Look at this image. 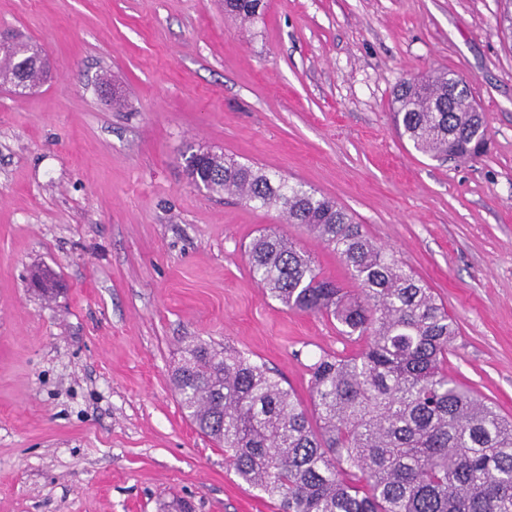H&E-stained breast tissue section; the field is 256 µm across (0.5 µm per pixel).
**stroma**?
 I'll return each instance as SVG.
<instances>
[{
  "label": "stroma",
  "mask_w": 512,
  "mask_h": 512,
  "mask_svg": "<svg viewBox=\"0 0 512 512\" xmlns=\"http://www.w3.org/2000/svg\"><path fill=\"white\" fill-rule=\"evenodd\" d=\"M500 0H0L47 81L0 85V512H279L183 412L170 375L194 337L309 400L346 354L335 323L285 310L247 256L275 231L320 273L335 253L278 212L199 191L216 151L332 197L433 289L460 334L448 371L512 416V41ZM448 70L486 152L439 161L398 134L394 91ZM126 100L112 107L113 95ZM56 294L34 289L35 272ZM263 0H224V13L241 23L253 22L264 14Z\"/></svg>",
  "instance_id": "obj_1"
}]
</instances>
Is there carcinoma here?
Here are the masks:
<instances>
[{"label": "carcinoma", "instance_id": "cac0c4a2", "mask_svg": "<svg viewBox=\"0 0 512 512\" xmlns=\"http://www.w3.org/2000/svg\"><path fill=\"white\" fill-rule=\"evenodd\" d=\"M264 9L265 0H224L242 23ZM35 54L27 43L0 49V84H43ZM396 100V126L419 151L478 155L487 127L461 79L404 80ZM185 167L196 187L304 228L356 286L324 277L274 231L248 246L252 279L272 299L327 317L357 345L310 365V411L248 354L200 338L185 344L172 386L238 477L280 512H512V417L448 374L458 329L432 290L333 199L222 154L192 152Z\"/></svg>", "mask_w": 512, "mask_h": 512}]
</instances>
